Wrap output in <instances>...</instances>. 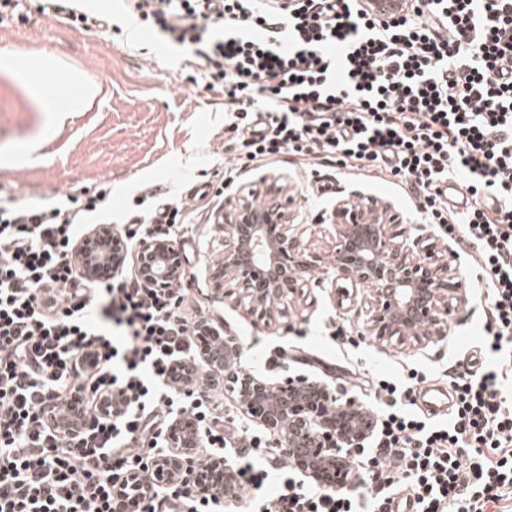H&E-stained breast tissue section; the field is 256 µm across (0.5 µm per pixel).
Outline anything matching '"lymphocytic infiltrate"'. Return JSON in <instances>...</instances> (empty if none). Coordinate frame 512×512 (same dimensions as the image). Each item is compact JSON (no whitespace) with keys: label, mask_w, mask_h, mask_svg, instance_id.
Here are the masks:
<instances>
[{"label":"lymphocytic infiltrate","mask_w":512,"mask_h":512,"mask_svg":"<svg viewBox=\"0 0 512 512\" xmlns=\"http://www.w3.org/2000/svg\"><path fill=\"white\" fill-rule=\"evenodd\" d=\"M205 71L224 96L241 164L281 162L378 177L418 198L427 223L458 238L487 287L483 343L494 369L453 378V418L432 424L408 389L377 380L368 446L347 457L350 487L269 473L256 437L224 430V381L196 371L200 320L185 281L164 290L113 270L86 278L72 258L87 213L74 196L26 205L0 196V512H119L133 473L136 512H224L196 483L160 485L150 463L183 413L197 420L199 471L233 443L248 512H491L512 499V0H412L381 22L361 0H122ZM468 195L452 210L440 186ZM82 393L87 425L61 435L47 415ZM112 410L101 414L100 403Z\"/></svg>","instance_id":"f902f5d3"}]
</instances>
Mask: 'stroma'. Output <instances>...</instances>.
<instances>
[{"mask_svg": "<svg viewBox=\"0 0 512 512\" xmlns=\"http://www.w3.org/2000/svg\"><path fill=\"white\" fill-rule=\"evenodd\" d=\"M41 4L22 0L19 11L0 17V54L52 58L53 66L41 74L43 82L66 87L75 72L96 86L98 95L90 108L53 112L24 79L0 72V160L12 162L0 168V193L37 204L67 195L85 200L106 187L110 208L105 218L121 232L137 198L149 189L166 192L169 202L186 210H198L192 237L179 246L193 305L201 316L222 324L225 335L237 338L244 372L257 377L310 376L311 368L301 359L316 354L331 367L324 382L335 396L369 404L372 381L386 377L403 383L415 371L420 380L412 384L414 409L427 418L428 391H449V373L489 364L480 350L486 318L474 297L453 306L444 335L434 340L380 339L366 331L368 288L343 285L328 265L336 248L333 212L342 200L356 210L375 201L390 205L404 242L431 243L440 253L448 247L467 253L466 244L425 223L413 199L385 181L352 180L340 171L315 184L301 169L254 168L238 184L226 186L225 169L234 160L227 150L224 97L205 88L194 59L128 21L119 0H89L90 9L113 19L99 32L41 14ZM202 182L209 192L223 190L228 199L245 188L266 201L270 187H286L288 211L303 229V243L325 260L303 273L293 291L274 300L267 315L212 292L209 274L224 251V234L211 223L209 211L185 198ZM330 326L346 336V343L326 335Z\"/></svg>", "mask_w": 512, "mask_h": 512, "instance_id": "obj_1", "label": "stroma"}]
</instances>
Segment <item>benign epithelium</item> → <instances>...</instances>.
<instances>
[{
  "label": "benign epithelium",
  "mask_w": 512,
  "mask_h": 512,
  "mask_svg": "<svg viewBox=\"0 0 512 512\" xmlns=\"http://www.w3.org/2000/svg\"><path fill=\"white\" fill-rule=\"evenodd\" d=\"M254 202L241 195L217 215L224 228V260L211 272L216 293L231 297L236 287H245L251 309L265 305L294 288L301 273L317 266L321 258L307 251L288 210L280 203L268 204L267 222L253 223ZM337 245L331 268L340 279L370 288L367 301L369 330L377 335H402L418 324L430 335H442L453 302L464 300L458 280L460 255L453 249L438 255L422 248L420 256L392 231L387 209L376 204L358 214L339 203L335 210ZM137 273L147 288H167L184 270L180 251L170 239L158 235L139 242ZM127 257V243L110 224H95L79 240L74 258L82 273L95 277L105 260L120 269ZM199 359L214 375L224 374L233 383L237 409L249 420L277 435V443L290 457L291 465L317 483L336 489L346 484V459L338 448H360L375 427V418L353 399L333 400L329 388L306 378L288 377L271 382L235 366L241 346L232 336L215 343L197 337ZM170 452L152 461L160 484L169 485L185 471L189 456L199 445L194 417L183 415L167 435ZM331 457L324 471L312 461ZM200 488L219 499L234 495L231 467L222 459L192 475Z\"/></svg>",
  "instance_id": "7a95c632"
}]
</instances>
